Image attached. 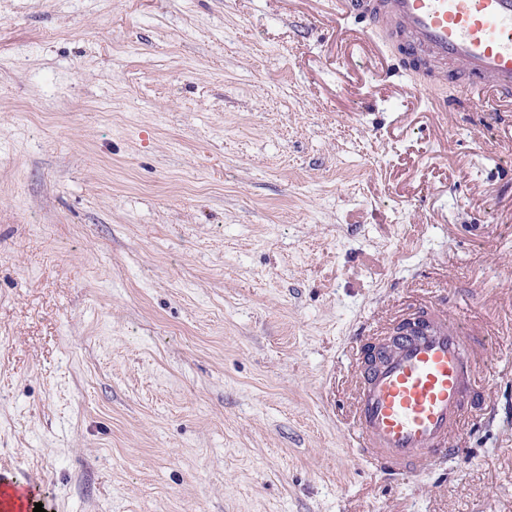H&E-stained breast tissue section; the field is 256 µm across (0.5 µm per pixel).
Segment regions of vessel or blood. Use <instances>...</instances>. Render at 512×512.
<instances>
[{"instance_id": "obj_1", "label": "vessel or blood", "mask_w": 512, "mask_h": 512, "mask_svg": "<svg viewBox=\"0 0 512 512\" xmlns=\"http://www.w3.org/2000/svg\"><path fill=\"white\" fill-rule=\"evenodd\" d=\"M347 14L401 31L405 51L455 70L469 95L512 103V0H345ZM378 365L356 382L349 438L382 469L424 470L454 456L469 412L482 403L481 337L426 306L387 329Z\"/></svg>"}]
</instances>
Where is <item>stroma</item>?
Masks as SVG:
<instances>
[{"mask_svg":"<svg viewBox=\"0 0 512 512\" xmlns=\"http://www.w3.org/2000/svg\"><path fill=\"white\" fill-rule=\"evenodd\" d=\"M336 0H0V470L45 512H512V112ZM483 328L454 458H358L356 336Z\"/></svg>","mask_w":512,"mask_h":512,"instance_id":"obj_1","label":"stroma"}]
</instances>
